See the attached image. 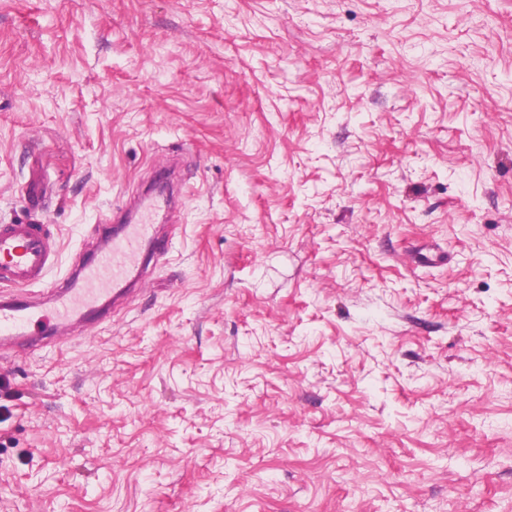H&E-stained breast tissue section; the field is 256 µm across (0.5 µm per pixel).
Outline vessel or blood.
<instances>
[{
	"label": "vessel or blood",
	"mask_w": 512,
	"mask_h": 512,
	"mask_svg": "<svg viewBox=\"0 0 512 512\" xmlns=\"http://www.w3.org/2000/svg\"><path fill=\"white\" fill-rule=\"evenodd\" d=\"M156 227L149 215L125 225L96 260L82 269L63 289L53 293L45 307L27 298L0 295V346L8 341L65 336L83 328L101 313L107 299L127 291L129 278L140 269L145 243L155 240ZM54 241L37 224H0V284L26 288L42 283L56 260Z\"/></svg>",
	"instance_id": "b4317fda"
}]
</instances>
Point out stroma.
<instances>
[{"label": "stroma", "instance_id": "35a3bbf8", "mask_svg": "<svg viewBox=\"0 0 512 512\" xmlns=\"http://www.w3.org/2000/svg\"><path fill=\"white\" fill-rule=\"evenodd\" d=\"M169 167L134 293L0 351V512H512V0H0L31 302Z\"/></svg>", "mask_w": 512, "mask_h": 512}]
</instances>
